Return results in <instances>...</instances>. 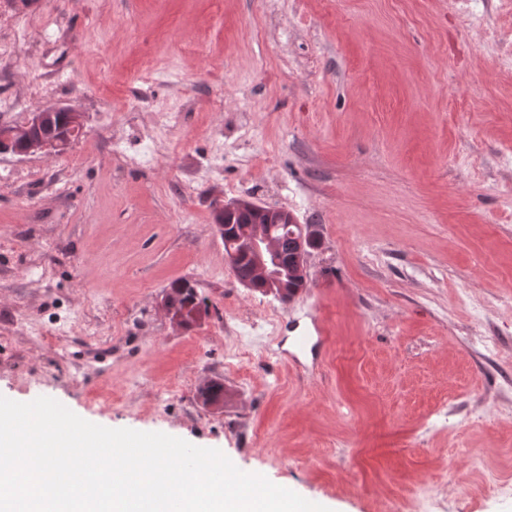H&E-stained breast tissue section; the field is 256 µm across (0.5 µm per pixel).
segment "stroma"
<instances>
[{
    "label": "stroma",
    "mask_w": 512,
    "mask_h": 512,
    "mask_svg": "<svg viewBox=\"0 0 512 512\" xmlns=\"http://www.w3.org/2000/svg\"><path fill=\"white\" fill-rule=\"evenodd\" d=\"M19 25L0 124L86 125L0 154V396L330 512H512V0H0V43ZM242 196L318 227L290 302L224 260L214 203ZM179 279L201 326L157 306ZM61 114L66 115L67 125L59 122ZM4 129V128H3ZM0 135V152L22 153L26 156L43 154L58 146L65 149L79 130L84 129V115L71 106L57 105L32 113L23 124L7 128ZM43 133H51L48 138Z\"/></svg>",
    "instance_id": "stroma-1"
}]
</instances>
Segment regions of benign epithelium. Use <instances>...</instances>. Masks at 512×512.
Wrapping results in <instances>:
<instances>
[{
  "instance_id": "1",
  "label": "benign epithelium",
  "mask_w": 512,
  "mask_h": 512,
  "mask_svg": "<svg viewBox=\"0 0 512 512\" xmlns=\"http://www.w3.org/2000/svg\"><path fill=\"white\" fill-rule=\"evenodd\" d=\"M84 129V115L71 106L57 105L32 113L23 124L9 128L0 134V152L22 153L26 156L42 154L56 146L66 148L78 131ZM226 213L250 212L247 224H216L215 232L224 242V258L236 268L241 259L249 264V275L241 285L251 289L265 288L269 294H289L294 299L308 285L307 260L310 245L319 239L315 224H300L288 210L256 203L247 198H237L220 205ZM288 223L292 249L290 263L281 261L279 240L273 236V225ZM158 308L170 324L185 329V314L172 304L168 294L161 295Z\"/></svg>"
}]
</instances>
